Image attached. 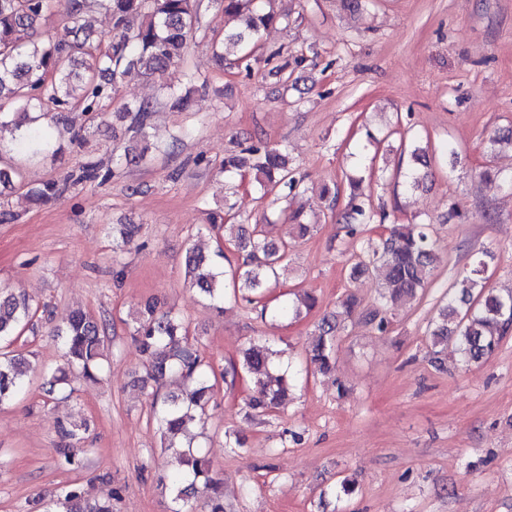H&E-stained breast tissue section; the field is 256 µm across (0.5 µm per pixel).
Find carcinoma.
Instances as JSON below:
<instances>
[{
  "label": "carcinoma",
  "mask_w": 512,
  "mask_h": 512,
  "mask_svg": "<svg viewBox=\"0 0 512 512\" xmlns=\"http://www.w3.org/2000/svg\"><path fill=\"white\" fill-rule=\"evenodd\" d=\"M273 0H210L211 6L226 17L240 22L239 29L224 35L214 56L224 62V55L237 54L246 74H251L253 48L263 30L282 20L273 10L265 8ZM70 39L54 42L42 37L41 26L48 10V0H0V100L7 99L15 111H0V133H12L10 145L32 154L52 148V133L38 124L40 117L56 114L54 128L70 126L69 113L74 109L93 123L112 99L116 87L128 79L162 77L171 68L184 64L190 38L199 24V4L196 0H68ZM94 9L105 11L112 19V31L106 47L96 44L87 17ZM183 86L167 82L159 85L162 96L173 108L189 110L191 94L206 85L202 76L190 69L183 73ZM158 102L143 100L128 105L119 117L129 120L127 132L137 146L112 155V166H140L167 149L148 142V128ZM412 169L405 188L415 190L428 176L429 150L416 146L410 152ZM220 172L232 180L249 176V186L267 195L274 190L284 196L300 193L302 180L290 167L288 152L276 144L259 141L224 157ZM111 170L94 156H87L78 171L68 176L72 184L107 181ZM362 179L351 178V192L341 214L348 237L358 242L360 253L351 267L350 277L356 278L373 270L379 272L380 287L370 307L354 294L338 304L339 311L325 315L317 324L315 343L309 361L321 372L335 365V347L345 330V322L357 317L372 325L380 335L387 333L391 310L406 306L431 283L442 262L441 251L426 224L409 222L392 224L384 237L365 235L371 224H382L389 217L386 210L375 211L366 206L359 192ZM65 185L45 181L28 190L36 203L59 199ZM138 227L122 224L113 236L115 248L121 249L135 241ZM234 247L242 253V261L225 265L223 248L215 259L191 252L186 267L192 286L213 302L222 312L223 304L259 303L273 280L288 268L289 244L269 238L253 228L243 234L238 225ZM488 263L476 260L469 269L454 279L448 293V304L440 309L437 319L427 328L433 348L445 347L454 341L463 363H479L512 335V290L501 294L486 286ZM310 310L316 298L308 293L296 300H281L274 308L262 305L258 315L264 319L287 318L300 313L299 306ZM34 316L32 305L19 294L0 291V344L12 345ZM62 337L65 362L44 381L43 392L49 399L66 391L69 374L77 371L89 380L104 371L109 351L106 326L93 316L73 311L65 328L57 332ZM130 336L145 359V375L141 388H152L153 403L161 433L162 448L176 456L180 468L168 484L175 503L174 512H195L194 499L204 497L205 512H225L222 483L213 470L210 459L194 446L192 426L198 415L210 405L217 378L234 385L240 373L249 374L258 395L246 402L253 417L262 419L284 404L294 377L289 368L274 363L278 353L265 345L253 344L242 351L239 361L224 368L221 375L191 348L187 328L181 315L171 309L161 311L157 302L147 301L135 313ZM27 358L14 351L0 349V404L13 399L24 384ZM175 381L181 390L160 393L161 387ZM86 426L68 419L57 424L59 442L55 448L60 466L72 470L84 466L85 449L80 447ZM94 479L109 486L106 494L90 498L84 487L71 484L59 494L55 505L41 497L29 501V512H115L114 502L120 498L112 487L108 473Z\"/></svg>",
  "instance_id": "cac0c4a2"
}]
</instances>
